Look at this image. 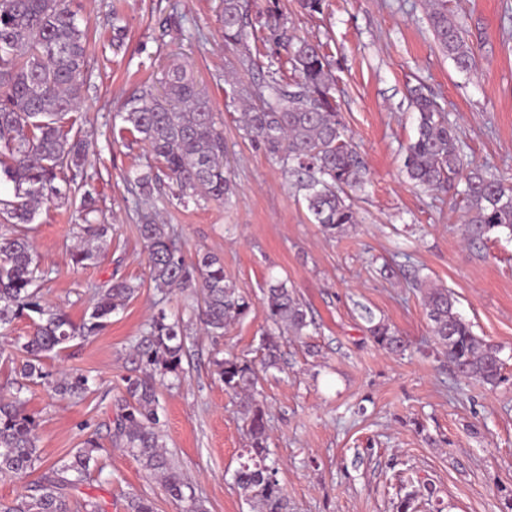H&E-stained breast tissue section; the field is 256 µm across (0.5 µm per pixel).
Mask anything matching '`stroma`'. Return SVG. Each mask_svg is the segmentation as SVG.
Segmentation results:
<instances>
[{
	"mask_svg": "<svg viewBox=\"0 0 512 512\" xmlns=\"http://www.w3.org/2000/svg\"><path fill=\"white\" fill-rule=\"evenodd\" d=\"M447 3L475 53L468 72L438 47L424 0H323L318 13L300 0H280L289 33L326 55L346 134L366 165L353 195L360 223L330 239L313 224L287 166L243 135L224 81L233 54L224 45L221 0H73L91 55L75 114L88 162L75 184L92 195L111 229L98 260L77 268L70 259L76 213L42 206L32 238L50 271L43 294L78 322L112 276L139 286L102 334L43 360L53 377L88 373L92 393L74 403L40 380L23 394L46 460L98 438L99 468L82 497L106 512H126L127 496L138 494L152 498L157 512H180L136 459L113 448L108 428L124 377L139 372L129 351L152 313L162 306L186 320L194 304L178 292L159 304L135 230L145 211L174 226L187 260L203 251L223 259L226 279L251 301L222 338L194 331L190 367L161 390L164 440L208 512H258L234 484L248 444L246 420L217 362L231 354L260 360L267 327L261 298L272 279L294 289L315 323L306 336H285L282 370L260 373L254 393L267 414L288 512H396L409 493L412 512H502L512 493V359L495 388L459 376L434 340L422 287L447 288L477 337L512 349V238L466 241L464 201L450 190L414 186L403 163L417 134L410 91L418 87L447 116L466 161L512 178V0ZM265 6L252 0L253 33L267 45L261 68L241 71L244 85L287 65L285 51L268 41ZM118 31L123 45L116 50ZM177 63L207 92L224 131L236 188L230 204L185 208L165 187L147 201L127 181L153 155L145 142L114 134L115 115ZM374 321L396 329L408 349L380 350L369 332Z\"/></svg>",
	"mask_w": 512,
	"mask_h": 512,
	"instance_id": "stroma-1",
	"label": "stroma"
}]
</instances>
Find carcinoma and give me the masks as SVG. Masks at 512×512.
<instances>
[{
  "mask_svg": "<svg viewBox=\"0 0 512 512\" xmlns=\"http://www.w3.org/2000/svg\"><path fill=\"white\" fill-rule=\"evenodd\" d=\"M224 45L236 51L243 68L259 66L252 52L247 0H223ZM270 39L289 51L293 76L276 69L268 79L251 86L232 87V100L243 107L244 136L263 145L266 152L288 161L298 175V188L314 223L334 237L359 223L346 189L363 184L365 165L345 137L320 47L288 34L281 26L278 0H267ZM427 19L442 52L462 71L475 66L463 21L448 17L447 0H430ZM88 71L87 34L76 18L71 0H0V177L13 184V198H0V328L21 317L31 320L32 331L15 339L0 359L16 365L15 393L0 398V475L23 479L39 473L26 493L11 501L0 500V512H104L103 505L77 495L90 471L97 467L102 446L93 437L68 458L46 463L37 444L34 418L24 407L21 393L26 382L43 379L42 360L68 347L76 339L98 335L120 307L134 297L138 285L111 278L98 288L96 302L81 323H74L41 294L47 278L40 268L25 225L33 223L41 206L66 199L55 181L67 171L79 172L86 149L74 122L84 74ZM417 136L407 147L404 161L409 180L439 189L464 169L461 147L447 117L434 101L416 93ZM119 132L140 135L155 159L175 183L176 199L227 204L234 193L224 165V132L216 126L208 95L199 89L186 68L169 67L161 89L146 87L127 101L119 113ZM159 177L148 170L137 174L134 186L150 198ZM467 209L462 216L471 240L495 233L512 236V184L478 167L468 169L463 190ZM95 201L82 198L84 237L71 253L73 265L94 262L101 248L92 243L106 236L104 224H94ZM136 230L143 241L154 288L164 303L174 289L191 290L197 304L193 314L208 336H222L251 308L250 299L224 277V263L209 252L194 261L185 259L172 225L150 213L139 215ZM262 303L269 328L262 338L264 368H277L282 357L281 339L305 335L310 325L303 302L286 283L268 284ZM456 299L445 287H431L425 295L432 334L448 361L464 378L496 386L502 380V346L474 335L471 325L455 310ZM377 346L387 353L406 350L403 337L383 322L370 326ZM187 327L168 321L161 308L138 336L131 355L141 373L125 379V390L112 402V441L133 456L151 476L160 480L165 494L180 504L182 512H207L166 449L160 424L159 386L165 378L184 373ZM224 387L248 398L249 448L235 472V483L260 512H287L277 479L275 461L269 460L266 413L253 403L258 374L255 366L235 355L217 362ZM62 398L79 400L90 391L88 375L72 371L53 383ZM127 512H156L153 499L132 495Z\"/></svg>",
  "mask_w": 512,
  "mask_h": 512,
  "instance_id": "obj_1",
  "label": "carcinoma"
}]
</instances>
